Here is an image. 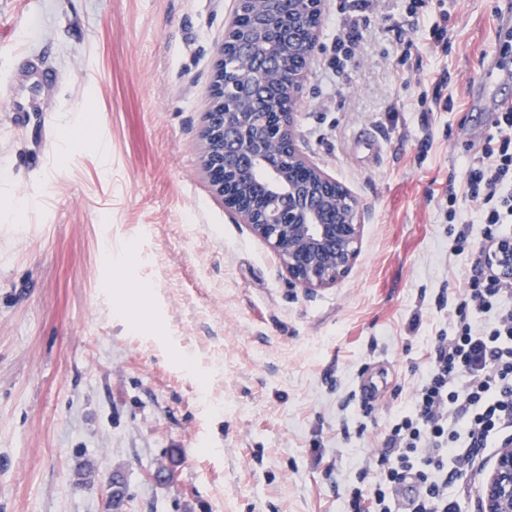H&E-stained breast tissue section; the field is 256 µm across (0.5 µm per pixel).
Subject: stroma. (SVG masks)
I'll return each mask as SVG.
<instances>
[{
  "instance_id": "1",
  "label": "stroma",
  "mask_w": 512,
  "mask_h": 512,
  "mask_svg": "<svg viewBox=\"0 0 512 512\" xmlns=\"http://www.w3.org/2000/svg\"><path fill=\"white\" fill-rule=\"evenodd\" d=\"M343 2L297 131L364 236L349 276L308 293L204 179L233 0H0V512H110L116 475L120 512H348L467 286L440 205L490 106H512V81L483 86L512 28L504 0H426L415 28L381 0L333 76ZM438 88L452 111L419 104Z\"/></svg>"
}]
</instances>
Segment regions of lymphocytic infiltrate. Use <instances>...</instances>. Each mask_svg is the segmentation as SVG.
<instances>
[{"mask_svg":"<svg viewBox=\"0 0 512 512\" xmlns=\"http://www.w3.org/2000/svg\"><path fill=\"white\" fill-rule=\"evenodd\" d=\"M379 0H352L336 16L335 71H343L361 39L360 24ZM495 132L465 171L464 193H449L445 217L457 224L455 250L469 227L483 225L467 288L458 297L450 332L439 333L425 375L402 416L385 435L369 489L352 487L351 512H392L391 495L413 478L410 512H457L449 484L474 480L479 452L512 440V281L488 272V243L512 224V108L498 112ZM472 205L463 218L462 202Z\"/></svg>","mask_w":512,"mask_h":512,"instance_id":"f902f5d3","label":"lymphocytic infiltrate"}]
</instances>
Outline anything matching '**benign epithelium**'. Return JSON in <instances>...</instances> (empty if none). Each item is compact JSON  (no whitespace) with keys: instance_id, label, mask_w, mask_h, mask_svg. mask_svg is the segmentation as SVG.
Listing matches in <instances>:
<instances>
[{"instance_id":"benign-epithelium-1","label":"benign epithelium","mask_w":512,"mask_h":512,"mask_svg":"<svg viewBox=\"0 0 512 512\" xmlns=\"http://www.w3.org/2000/svg\"><path fill=\"white\" fill-rule=\"evenodd\" d=\"M235 0L216 48L203 112L202 169L212 193L277 255L289 283L329 288L356 264L357 199L300 149L296 117L327 0ZM488 262L512 279V238ZM482 512H512V440L480 485Z\"/></svg>"}]
</instances>
